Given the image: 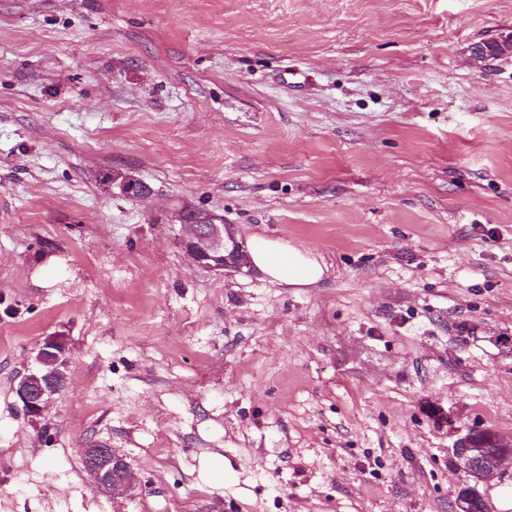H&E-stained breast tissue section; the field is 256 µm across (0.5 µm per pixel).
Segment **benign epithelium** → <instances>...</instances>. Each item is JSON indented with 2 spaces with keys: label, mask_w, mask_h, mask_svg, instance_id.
<instances>
[{
  "label": "benign epithelium",
  "mask_w": 512,
  "mask_h": 512,
  "mask_svg": "<svg viewBox=\"0 0 512 512\" xmlns=\"http://www.w3.org/2000/svg\"><path fill=\"white\" fill-rule=\"evenodd\" d=\"M471 55L479 60L512 54V33L502 34L488 43L470 47ZM112 188L129 199L147 183L124 173L104 175ZM181 246L193 263L221 276L243 272L249 263L246 247L239 240L233 224H217L214 216L204 210L193 211L192 220L179 224ZM67 347L62 338L48 336L40 344L34 367L24 374L16 388V396L24 414L30 418L44 415L52 396L62 392L68 383ZM469 431L460 436L452 452L475 483L485 482L500 474L505 462H512V440L498 439L479 450L466 447L472 436ZM87 472L93 489L102 495H122L135 488L133 472L125 458L110 448L83 449ZM457 512H485L483 498L474 487L461 489L456 498Z\"/></svg>",
  "instance_id": "7a95c632"
}]
</instances>
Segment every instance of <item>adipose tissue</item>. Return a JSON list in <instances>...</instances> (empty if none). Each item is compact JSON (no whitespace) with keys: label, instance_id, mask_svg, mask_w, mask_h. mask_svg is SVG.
<instances>
[{"label":"adipose tissue","instance_id":"obj_1","mask_svg":"<svg viewBox=\"0 0 512 512\" xmlns=\"http://www.w3.org/2000/svg\"><path fill=\"white\" fill-rule=\"evenodd\" d=\"M249 254L252 265L274 284L301 288L324 277V267L309 251L275 239H254Z\"/></svg>","mask_w":512,"mask_h":512}]
</instances>
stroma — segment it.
I'll list each match as a JSON object with an SVG mask.
<instances>
[{
    "mask_svg": "<svg viewBox=\"0 0 512 512\" xmlns=\"http://www.w3.org/2000/svg\"><path fill=\"white\" fill-rule=\"evenodd\" d=\"M508 32L512 0H0V512H512L451 451L512 440V56L470 53ZM195 209L324 278L195 266ZM106 182L112 184V189H118L119 193L129 199H136L135 195L143 187H149L147 183L132 175L112 172L104 175ZM150 188V187H149ZM249 254L252 265L274 284L301 288L315 285L324 277V267L309 251L279 240L255 238ZM68 364L62 338L46 337L37 350L34 367L20 378L16 388L17 399L27 417L44 415L52 396L67 387ZM87 472L93 489L102 495L127 494L135 488L133 472L125 458L112 448L83 449ZM457 512H484L486 511L483 498L475 487L461 489L456 498Z\"/></svg>",
    "mask_w": 512,
    "mask_h": 512,
    "instance_id": "obj_1",
    "label": "stroma"
}]
</instances>
